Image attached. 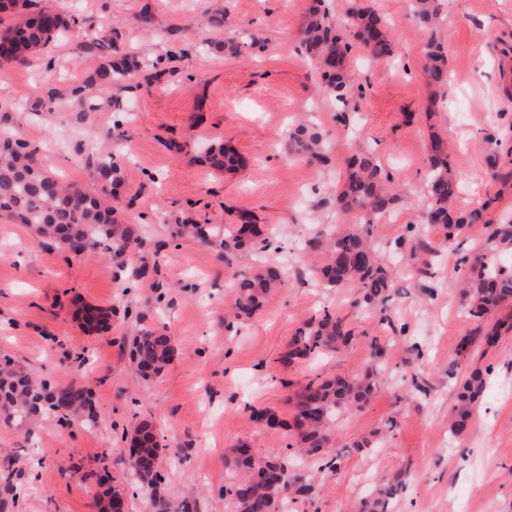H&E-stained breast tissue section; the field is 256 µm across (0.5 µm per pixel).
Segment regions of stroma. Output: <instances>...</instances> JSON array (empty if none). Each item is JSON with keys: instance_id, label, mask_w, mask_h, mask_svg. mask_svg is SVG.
<instances>
[{"instance_id": "35a3bbf8", "label": "stroma", "mask_w": 512, "mask_h": 512, "mask_svg": "<svg viewBox=\"0 0 512 512\" xmlns=\"http://www.w3.org/2000/svg\"><path fill=\"white\" fill-rule=\"evenodd\" d=\"M366 2L386 21L392 54L374 59L346 35L353 89L345 108L324 93L302 43L310 0H52L78 19H109L101 39L152 66L150 79L124 91V111L90 112L81 122L65 105L49 117L30 110L42 80L66 86L95 65L92 57L77 61L71 41L0 68V103L13 107L42 165L64 183L91 188L87 159L111 137L131 201L122 218L142 238L119 261L76 256L0 218V356L56 385L83 383L97 409L95 424L68 428L44 418L27 432L0 420L10 512H98L103 477L124 482L127 512H152L142 491L125 483L120 460L143 420L178 451L163 459V492L177 501L197 485L199 512H231L224 450L242 440L258 455L287 457L290 472L312 480V497L288 512H355L360 498L396 476L402 489L392 512H512V306L495 315L506 328L494 344L457 358L459 341L477 327L460 277L485 247L486 231L473 224L451 240L442 225L424 223L433 131L446 139L448 162L465 183L456 209L484 203L492 221L512 213V0H445L431 32L414 21L411 0ZM216 7L224 10L220 27L207 23ZM228 39L238 43L236 54L209 52ZM432 39L448 49L443 85L423 73ZM301 121L322 133L327 162L291 152L288 131ZM489 133L502 141L494 170ZM218 138L243 158L237 172L200 162L204 144ZM354 145L376 154L398 195L393 223L371 226L394 284L373 311L355 306V289L325 288L309 271L308 240L347 226L332 202ZM243 214L272 230L263 257L284 275L254 318L229 327L224 306L244 260L177 236L171 220L227 226ZM86 306L113 310L110 329L85 330ZM326 310L349 322L354 339L318 359L283 363L297 329ZM142 328L166 331L175 349L150 382L129 359L128 342ZM378 363L383 382L362 408L329 425L324 454H291L296 392L310 379L361 376ZM476 367L485 392L469 430L456 437L457 379ZM258 410L275 413L279 426L257 420Z\"/></svg>"}]
</instances>
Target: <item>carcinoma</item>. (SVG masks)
Instances as JSON below:
<instances>
[{"mask_svg":"<svg viewBox=\"0 0 512 512\" xmlns=\"http://www.w3.org/2000/svg\"><path fill=\"white\" fill-rule=\"evenodd\" d=\"M412 8L421 28L433 30L439 21L440 0H412ZM0 13L14 16L13 23L0 32V66L21 62L62 36L70 37L80 54L98 58L96 66L82 81L65 91L45 83L32 107L38 114L56 112L57 105L65 99L72 111L79 114L116 109L122 105L118 92L127 88L128 82L144 68L133 55L107 51L99 33L84 27L73 15L48 6L35 14L28 13L20 0H0ZM349 24L371 55L380 58L390 52L384 21L375 10L354 8ZM304 40L319 64L325 90L337 103L347 105L351 96L346 68L349 45L327 22L322 0H315L310 8ZM424 74L430 84L447 82V56L441 43L429 42ZM12 112V108L0 105V216L32 226L39 237L54 241L62 249L87 244L92 250L101 249L120 258L131 244L138 242V236L132 226L119 219L118 209L104 198L107 190L116 192L122 186L115 154L105 149L92 163L90 174L100 193L66 186L40 166L36 145L17 131ZM290 138L303 156L310 160L325 159V146L316 129L300 124L291 130ZM430 148L432 162L425 179L429 200L426 221L444 225L448 238L452 239L467 226L481 221L491 200L468 213L457 212L452 202L459 193V183L448 169L446 143L434 134ZM204 160L219 172L232 171L242 163L237 151L222 141L210 145ZM346 166L347 176L337 187L334 204L337 211L353 218V227L336 236H319L310 242L314 251L326 256L314 273L327 288L359 289L356 306L381 308L391 296L393 283L370 244L369 230L360 225H370L391 213L398 196L374 153L356 151L346 159ZM487 227V248L467 262L462 275L468 314L479 325L497 309L512 304V265L505 266L500 260L501 255L512 254V218L489 223ZM176 233L226 253L269 246V240L261 237L258 225L248 220L223 229L185 222L176 225ZM281 280V268L268 262L258 263L237 277L232 287L233 318L237 321L252 318ZM354 336V329L343 318L325 310L291 338L283 361L300 363L335 352ZM131 357L139 376L148 381L160 375L171 361V337L163 330L143 331L132 338ZM378 375L380 369L375 367L362 377L338 375L308 382L295 404V447L311 456L322 452L327 443L326 424L338 413L367 403L381 382ZM483 391L484 375L480 369H472L461 379L453 407L451 430L454 433L462 434L468 429ZM70 416L86 423L95 422L97 411L88 389L74 383L53 386L29 368L14 366L8 359L0 363L1 418L24 426L40 417ZM128 443L125 468L149 493L154 512H197V502L192 496L175 504L161 493L162 445L155 427L147 421L138 423L128 436ZM226 458L232 481L225 487V493L231 499L233 512H281L285 498H306L313 489L306 478L288 474L286 457L261 458L253 449L238 444L228 450ZM400 489L398 477L377 485L359 501L358 512H390L391 501Z\"/></svg>","mask_w":512,"mask_h":512,"instance_id":"cac0c4a2","label":"carcinoma"}]
</instances>
